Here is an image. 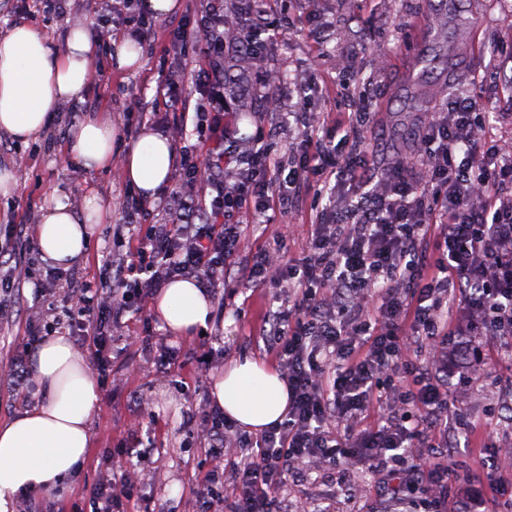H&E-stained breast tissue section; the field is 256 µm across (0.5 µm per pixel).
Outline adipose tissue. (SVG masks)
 <instances>
[{"label": "adipose tissue", "mask_w": 512, "mask_h": 512, "mask_svg": "<svg viewBox=\"0 0 512 512\" xmlns=\"http://www.w3.org/2000/svg\"><path fill=\"white\" fill-rule=\"evenodd\" d=\"M94 70L95 47L84 28L70 31L61 54L22 23L0 34V134L18 141L38 137L61 104L81 100ZM115 139L111 120L91 115L75 127L70 152L86 169L108 170ZM173 162L171 141L146 130L127 147L121 172L150 199L168 183ZM106 216L93 199L81 214L60 202L49 206L35 228L41 253L57 267L74 266ZM154 310L173 332L189 337L206 328L213 306L193 281L176 279L157 295ZM31 369L44 387L42 402L0 422V512H12L19 491H49L67 480L87 455L89 422L100 402L85 355L66 337L48 338L33 355ZM210 397L251 432L283 422L288 412L286 382L248 357L229 362L215 376Z\"/></svg>", "instance_id": "ef3b65f1"}]
</instances>
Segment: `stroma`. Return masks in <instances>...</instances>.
<instances>
[{
  "instance_id": "stroma-1",
  "label": "stroma",
  "mask_w": 512,
  "mask_h": 512,
  "mask_svg": "<svg viewBox=\"0 0 512 512\" xmlns=\"http://www.w3.org/2000/svg\"><path fill=\"white\" fill-rule=\"evenodd\" d=\"M180 2L170 17L154 18V38L141 48L139 69H116L111 61L113 45H104L96 70L107 74V81H91L82 101L63 103L36 139L25 144L0 139V164L12 166L18 180L12 196H0V226L37 223L43 208L58 201L79 213L88 199L96 197L111 212L93 235L85 259L56 274L57 297H64L80 281L98 276L121 233V207L131 189L119 169L92 172L74 161L66 151L69 136L81 120L97 112L123 128L133 105L151 111L159 85L195 70L193 56L171 50L168 32L171 23L203 8L204 2ZM291 16L296 20L295 31L288 41L269 45L264 58L257 61L242 55L224 62L233 78L226 104L237 115L239 132L252 133L255 123L264 118L251 86L260 69L266 68L281 84L307 85L306 108L314 113L346 111L350 96H364V109L371 114L368 138L382 165L409 145L419 114L401 108L400 103L413 96L432 108L458 93L477 96L480 111L498 113L497 130L503 137H512V116L504 101L512 92V61H498L493 53L494 48L512 45V0H294ZM20 22L34 24L60 51L66 48L70 28L85 27L95 38L103 26L90 0H70L61 15L46 11L42 0H0V33ZM312 29L324 31L323 44L309 38ZM317 203L315 193L306 192L295 214L251 228V247L267 244L278 225L288 223L294 233L288 250L291 257H301ZM47 273L46 260L39 258L20 280L22 313L0 324V368L22 349L29 332L24 312L35 306L34 283ZM278 294L275 288L226 290L223 318L213 322L206 334L192 338L173 333L152 312L131 318L126 334L151 337L150 348L112 352L96 378L100 403L90 421L86 460L62 488L37 493V500L54 512H68L72 502L80 501L102 480L107 465L125 463L129 449L150 432L156 449L137 466L129 512H143L149 504L164 512H201L203 503L192 489L205 451L191 440L188 425L204 419L202 394L210 390L224 365L244 357L267 360L259 331ZM240 306L245 309L241 319L233 314ZM475 350L485 361L482 378L471 384L456 376L448 380L456 407L481 423L479 433L461 437L456 450L461 460L485 451L498 458L500 446L512 442V407L504 405V394L496 384L500 345L485 339L476 343ZM164 353L175 363L166 377L157 371ZM203 353L208 359L202 363L198 357ZM141 394L150 398V410L139 404ZM489 432L497 442L491 450L484 447ZM349 482L358 486L356 496L342 490L334 471L318 470L305 481L282 487L281 495L291 504L320 503L324 512H373L381 491L377 476L360 466L351 472Z\"/></svg>"
}]
</instances>
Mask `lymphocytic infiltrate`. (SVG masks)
Returning <instances> with one entry per match:
<instances>
[{"instance_id": "lymphocytic-infiltrate-1", "label": "lymphocytic infiltrate", "mask_w": 512, "mask_h": 512, "mask_svg": "<svg viewBox=\"0 0 512 512\" xmlns=\"http://www.w3.org/2000/svg\"><path fill=\"white\" fill-rule=\"evenodd\" d=\"M293 26L288 16L271 28L257 17L229 22L220 0L178 25L175 47L200 61L191 76L199 96L189 102L169 81L158 88L162 109L148 120L196 135L195 145L175 149L184 179L153 207L128 197V247L106 259L104 286L80 282L41 319L76 337L98 366L127 316L146 315L176 278L218 296L244 285L286 289L262 334L288 385V412L247 440L244 456L230 452L235 441L223 412H208L199 426L208 469L195 493L210 512H288L280 490L302 481L308 462L345 473L363 465L391 477L386 512L406 507L417 489L431 512H444L448 501L453 512H483L482 486L495 465L477 458L469 487L460 488L453 452L440 438L448 424H474L449 402L444 377L451 360H470L472 337L497 339L512 354V150L493 139L467 94L424 113L413 151L383 168L356 101L329 127L296 108L299 133L284 160L269 150L276 125L238 136L224 104V31L232 29L236 49L258 57ZM315 187L328 199L302 258L286 257L288 229L248 247L250 224L293 213ZM155 208L166 222L150 223ZM37 250L30 225H10L0 236L1 316L11 309L21 257ZM420 342L428 358L417 364ZM397 372L406 379L400 391L388 383ZM417 448L426 451L419 462ZM226 472L224 495L216 485ZM134 476L128 467L111 471L72 512H125Z\"/></svg>"}]
</instances>
